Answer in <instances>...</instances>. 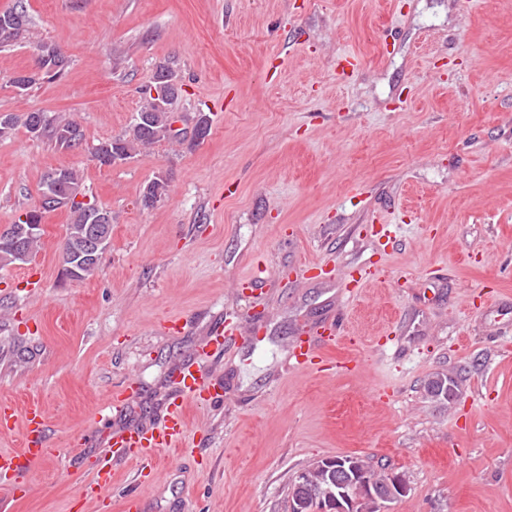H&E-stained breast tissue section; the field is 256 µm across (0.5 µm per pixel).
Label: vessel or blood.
I'll return each mask as SVG.
<instances>
[{"label":"vessel or blood","instance_id":"obj_1","mask_svg":"<svg viewBox=\"0 0 512 512\" xmlns=\"http://www.w3.org/2000/svg\"><path fill=\"white\" fill-rule=\"evenodd\" d=\"M317 342L305 341L293 347L288 355V366L298 372L315 368L322 359L324 347L335 341L337 324L317 327ZM173 381L176 392L171 396L160 423L123 428L108 434L96 456L95 464L81 486L84 500H100L102 494L112 484L113 467L117 462L131 457H147L161 449L179 447L186 433L188 423L185 409L188 405L219 403L223 397L221 384H202L192 362L178 365ZM25 429V442L22 448L0 452V488L17 490L32 467L50 455L48 448L45 411L42 405L29 404L24 413H17L9 404L0 403V434L12 432L16 426Z\"/></svg>","mask_w":512,"mask_h":512}]
</instances>
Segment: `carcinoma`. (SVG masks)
Listing matches in <instances>:
<instances>
[{"mask_svg":"<svg viewBox=\"0 0 512 512\" xmlns=\"http://www.w3.org/2000/svg\"><path fill=\"white\" fill-rule=\"evenodd\" d=\"M28 24V16L24 7L19 5L10 11L0 12V46H8L15 41L25 26ZM39 71L50 77L62 74L66 69V60L59 51H54L50 58L42 56L37 58ZM163 85L167 91V98L162 104L156 103L152 97L151 90L157 85ZM180 87L176 82L173 70L167 65H161L156 70L154 81L145 86L143 94L145 103L134 115L130 133L123 138L107 139L100 142L93 152V158L101 161L100 150L109 146L119 159L126 161L133 157L138 147L149 145L169 139L175 136L172 129L170 106L178 97ZM10 129L18 126L23 127L29 136L36 140L46 139L60 149H68L65 135L80 142L83 140V131L74 122L66 121L48 112L44 113L45 123L41 130H35V116L32 112L22 115L8 113L5 115ZM63 174V181L53 189L56 196L54 205L50 210L65 207L71 215V222L66 228V239L63 252V260L69 264L78 259L84 252L87 229L89 226V211L85 204L76 201L80 194V176L77 170L69 167L59 168ZM43 215L36 213V210H27L18 220L9 225L4 233H0V267L9 266L17 262H24L30 256L38 244L39 237L34 236L26 240L25 255H20L13 247V239L17 230L23 224H31L33 221H41ZM341 463L325 471L317 467L310 470L312 479L305 488L298 487L299 480H294L291 485V504L301 501L303 512H320L323 507L325 494L328 491H336V473Z\"/></svg>","mask_w":512,"mask_h":512,"instance_id":"carcinoma-1","label":"carcinoma"}]
</instances>
